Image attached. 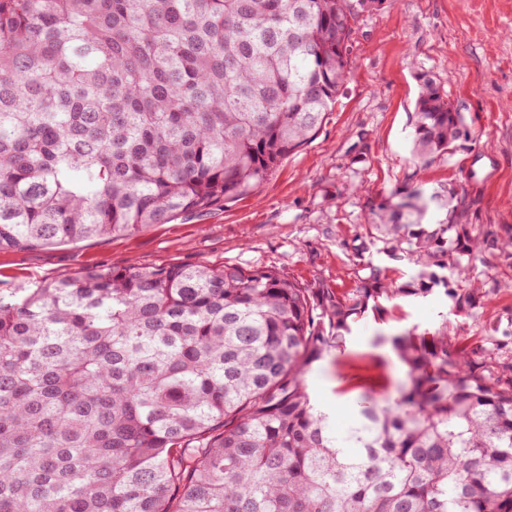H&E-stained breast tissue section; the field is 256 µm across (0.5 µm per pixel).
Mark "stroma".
I'll use <instances>...</instances> for the list:
<instances>
[{
    "label": "stroma",
    "instance_id": "1",
    "mask_svg": "<svg viewBox=\"0 0 512 512\" xmlns=\"http://www.w3.org/2000/svg\"><path fill=\"white\" fill-rule=\"evenodd\" d=\"M353 67L333 112L308 145L288 156L251 195L205 213L109 236L0 251V293L56 280L86 267L189 262L271 267L310 286L348 292L366 269L354 245L371 212L393 191L432 195L453 188L475 232L512 231V0H384L354 25ZM432 77L461 112L468 139L416 171L411 115L420 74ZM384 283L399 288L417 274L414 257L370 248ZM468 276L490 298L471 316L456 315L443 289L383 303L381 318L355 319L343 349L306 375L312 397L345 428L364 390L397 395L408 381L393 336L448 332L467 340L512 322V268L495 258Z\"/></svg>",
    "mask_w": 512,
    "mask_h": 512
}]
</instances>
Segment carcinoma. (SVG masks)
Segmentation results:
<instances>
[{
	"mask_svg": "<svg viewBox=\"0 0 512 512\" xmlns=\"http://www.w3.org/2000/svg\"><path fill=\"white\" fill-rule=\"evenodd\" d=\"M383 0H0V250L131 235L258 189L342 93L359 13ZM425 162L464 134L426 74ZM390 194L364 285L272 268H83L0 296V512H512V333L394 338L410 385L336 430L304 383L350 323L448 287L512 235L426 224ZM379 238L415 256L387 288Z\"/></svg>",
	"mask_w": 512,
	"mask_h": 512,
	"instance_id": "1",
	"label": "carcinoma"
}]
</instances>
